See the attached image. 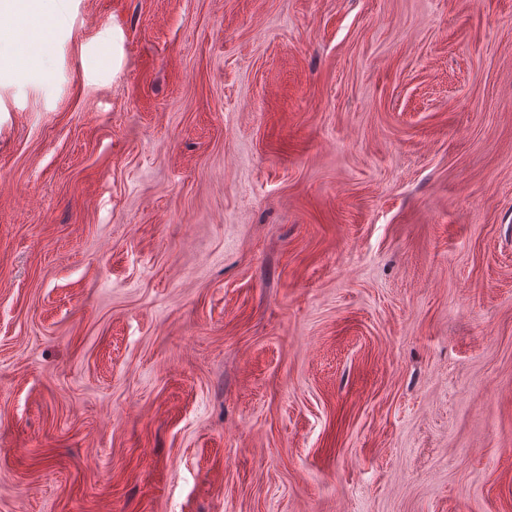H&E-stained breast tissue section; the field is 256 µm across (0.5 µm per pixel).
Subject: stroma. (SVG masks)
<instances>
[{"label":"stroma","instance_id":"35a3bbf8","mask_svg":"<svg viewBox=\"0 0 512 512\" xmlns=\"http://www.w3.org/2000/svg\"><path fill=\"white\" fill-rule=\"evenodd\" d=\"M0 10V512H512V0Z\"/></svg>","mask_w":512,"mask_h":512}]
</instances>
